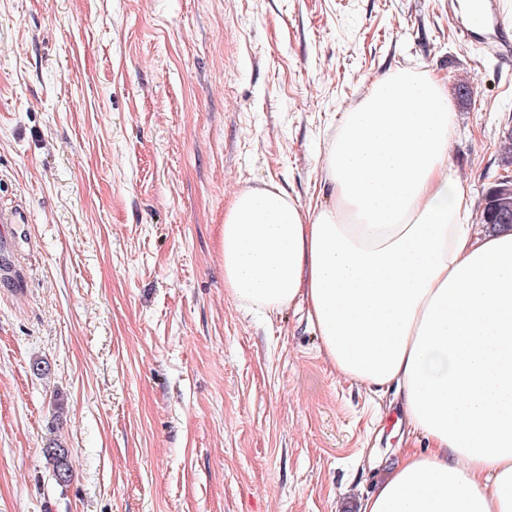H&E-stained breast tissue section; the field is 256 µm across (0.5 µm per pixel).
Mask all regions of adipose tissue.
<instances>
[{
    "label": "adipose tissue",
    "instance_id": "obj_1",
    "mask_svg": "<svg viewBox=\"0 0 512 512\" xmlns=\"http://www.w3.org/2000/svg\"><path fill=\"white\" fill-rule=\"evenodd\" d=\"M452 112L441 76L393 72L326 144L331 201L304 212L270 186L224 214L229 297L268 315L305 304L337 373L395 384L430 441L362 512H512V230L474 235Z\"/></svg>",
    "mask_w": 512,
    "mask_h": 512
}]
</instances>
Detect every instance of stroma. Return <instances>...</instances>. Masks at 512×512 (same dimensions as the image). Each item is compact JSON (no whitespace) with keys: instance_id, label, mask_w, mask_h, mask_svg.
Segmentation results:
<instances>
[{"instance_id":"stroma-1","label":"stroma","mask_w":512,"mask_h":512,"mask_svg":"<svg viewBox=\"0 0 512 512\" xmlns=\"http://www.w3.org/2000/svg\"><path fill=\"white\" fill-rule=\"evenodd\" d=\"M399 68L469 87L449 164L481 205L512 64L448 0H0V204L29 217L0 227V512H360L428 448L395 389L337 374L306 306L236 305L220 252L237 192L328 197L342 112ZM44 452L49 464L52 466V473L56 482L65 485L71 481L72 466L69 458V450L61 442H50ZM64 474V479H58L59 474Z\"/></svg>"}]
</instances>
